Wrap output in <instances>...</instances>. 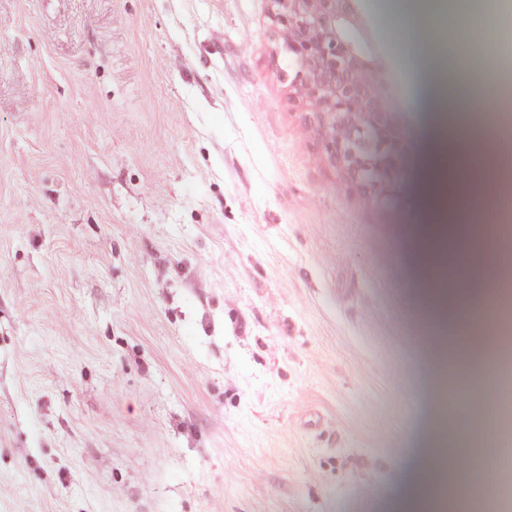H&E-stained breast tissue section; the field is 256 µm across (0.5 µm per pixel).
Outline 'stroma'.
<instances>
[{
  "label": "stroma",
  "instance_id": "obj_1",
  "mask_svg": "<svg viewBox=\"0 0 512 512\" xmlns=\"http://www.w3.org/2000/svg\"><path fill=\"white\" fill-rule=\"evenodd\" d=\"M269 0H0V512H410L438 436L410 76L393 200Z\"/></svg>",
  "mask_w": 512,
  "mask_h": 512
}]
</instances>
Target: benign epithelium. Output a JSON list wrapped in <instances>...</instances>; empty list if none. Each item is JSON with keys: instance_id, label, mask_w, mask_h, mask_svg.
<instances>
[{"instance_id": "obj_1", "label": "benign epithelium", "mask_w": 512, "mask_h": 512, "mask_svg": "<svg viewBox=\"0 0 512 512\" xmlns=\"http://www.w3.org/2000/svg\"><path fill=\"white\" fill-rule=\"evenodd\" d=\"M295 97L314 107L323 150L372 197L397 191L405 141L391 64L360 0H270Z\"/></svg>"}]
</instances>
